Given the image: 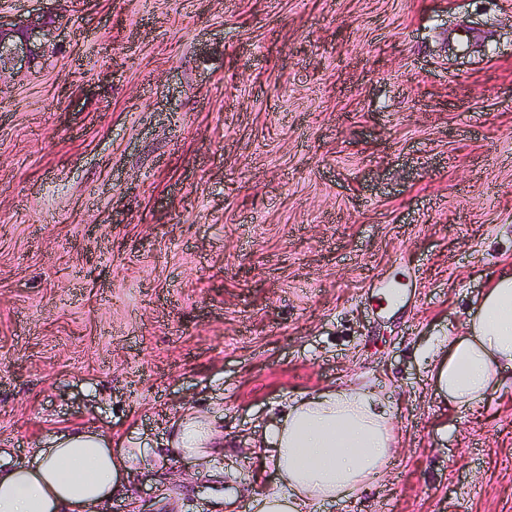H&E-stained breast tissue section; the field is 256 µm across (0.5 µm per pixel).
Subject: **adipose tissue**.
<instances>
[{"instance_id":"obj_1","label":"adipose tissue","mask_w":512,"mask_h":512,"mask_svg":"<svg viewBox=\"0 0 512 512\" xmlns=\"http://www.w3.org/2000/svg\"><path fill=\"white\" fill-rule=\"evenodd\" d=\"M423 358L444 402L462 409L481 405L512 384V275L481 294L464 335L427 347ZM170 441L185 457L207 458L224 438L203 416L183 414ZM397 443L394 417L374 392L338 387L291 398L263 432V463L273 486L252 500L254 512H319L326 503L374 485ZM134 444L125 454L97 433L73 430L55 437L20 463L0 462V512H98L128 496L131 462L152 457Z\"/></svg>"}]
</instances>
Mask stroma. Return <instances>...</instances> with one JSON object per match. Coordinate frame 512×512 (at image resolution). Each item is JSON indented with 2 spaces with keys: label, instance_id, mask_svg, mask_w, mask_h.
I'll return each instance as SVG.
<instances>
[{
  "label": "stroma",
  "instance_id": "obj_1",
  "mask_svg": "<svg viewBox=\"0 0 512 512\" xmlns=\"http://www.w3.org/2000/svg\"><path fill=\"white\" fill-rule=\"evenodd\" d=\"M0 454L71 427L226 449L102 512H252L279 405L380 393L398 449L322 512H512V391L439 405L420 350L512 273V0H0ZM0 13V63L5 58H10L19 68H29L30 64L40 56V53L52 40L51 29L46 25H26L16 29L5 28L3 17ZM46 27V29H45ZM54 41V40H52ZM51 41V42H52ZM171 424L174 436L168 444L175 447L176 455L209 459L207 448L224 447V437L206 417L185 413Z\"/></svg>",
  "mask_w": 512,
  "mask_h": 512
}]
</instances>
